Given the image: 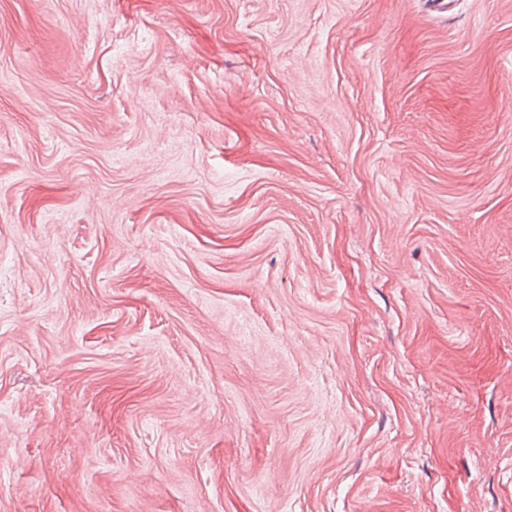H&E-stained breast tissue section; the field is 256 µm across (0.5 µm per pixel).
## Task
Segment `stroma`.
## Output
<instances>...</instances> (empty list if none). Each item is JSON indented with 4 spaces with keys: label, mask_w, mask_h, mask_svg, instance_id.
Instances as JSON below:
<instances>
[{
    "label": "stroma",
    "mask_w": 512,
    "mask_h": 512,
    "mask_svg": "<svg viewBox=\"0 0 512 512\" xmlns=\"http://www.w3.org/2000/svg\"><path fill=\"white\" fill-rule=\"evenodd\" d=\"M0 512H512V0H0Z\"/></svg>",
    "instance_id": "1"
}]
</instances>
